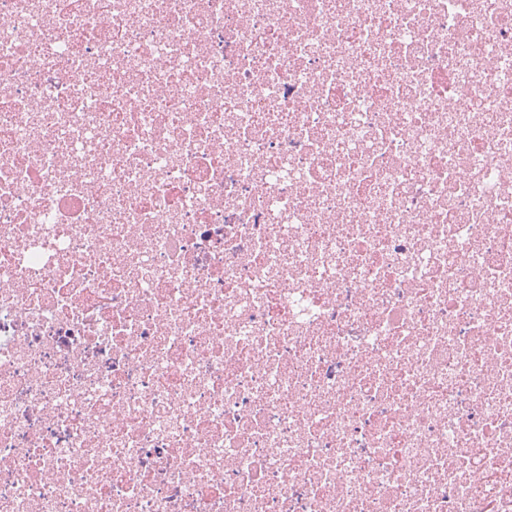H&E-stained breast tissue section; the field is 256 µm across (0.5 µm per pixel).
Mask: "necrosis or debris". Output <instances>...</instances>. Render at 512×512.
Masks as SVG:
<instances>
[{
	"label": "necrosis or debris",
	"mask_w": 512,
	"mask_h": 512,
	"mask_svg": "<svg viewBox=\"0 0 512 512\" xmlns=\"http://www.w3.org/2000/svg\"><path fill=\"white\" fill-rule=\"evenodd\" d=\"M0 512H512V0H0Z\"/></svg>",
	"instance_id": "4bbe7bcc"
}]
</instances>
